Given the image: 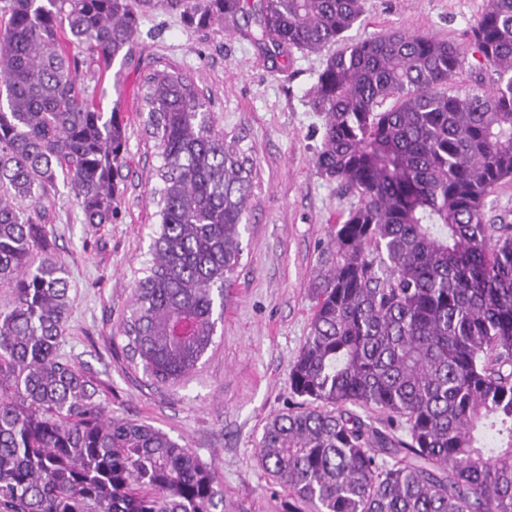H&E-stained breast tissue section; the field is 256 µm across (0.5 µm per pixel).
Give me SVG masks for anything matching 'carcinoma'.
<instances>
[{
	"mask_svg": "<svg viewBox=\"0 0 512 512\" xmlns=\"http://www.w3.org/2000/svg\"><path fill=\"white\" fill-rule=\"evenodd\" d=\"M246 0H0V512H224L212 468L163 430L113 418L59 352L65 265L32 210L74 194L86 224L118 213L127 126L78 82L127 61L139 19L230 24ZM255 44L338 45L318 75L313 164L356 199L332 225L309 334L288 372L300 402L267 422L284 512H512V224L484 220L512 180V0H487L473 56L491 91L453 90L454 43L394 30L351 41L362 0H257ZM162 165L160 227L123 326L134 367L175 386L214 345L241 258L248 160L186 74L145 78Z\"/></svg>",
	"mask_w": 512,
	"mask_h": 512,
	"instance_id": "obj_1",
	"label": "carcinoma"
}]
</instances>
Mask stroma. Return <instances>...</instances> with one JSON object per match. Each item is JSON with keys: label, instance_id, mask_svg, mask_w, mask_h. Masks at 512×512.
Masks as SVG:
<instances>
[{"label": "stroma", "instance_id": "1", "mask_svg": "<svg viewBox=\"0 0 512 512\" xmlns=\"http://www.w3.org/2000/svg\"><path fill=\"white\" fill-rule=\"evenodd\" d=\"M487 0H363L348 38L391 29L426 33L464 51L459 89L489 88L469 39ZM234 27L187 28L179 14L143 16L137 47L121 65V88L111 74L85 68L81 78L104 111L120 106L127 145L120 212L110 224H86L68 188L45 204L51 250L65 263L72 308L62 354L97 384L108 415L151 423L212 465L224 484V512H282L286 498L259 461L267 421L295 398L288 372L309 333L310 284L331 224L352 199L313 165L321 119L310 106L330 55L292 50L272 56ZM187 73L203 91L224 129L252 166L243 253L224 291V318L214 346L179 384L152 385L113 338L134 300L158 229L156 195L162 159L144 126V81L163 68Z\"/></svg>", "mask_w": 512, "mask_h": 512}]
</instances>
